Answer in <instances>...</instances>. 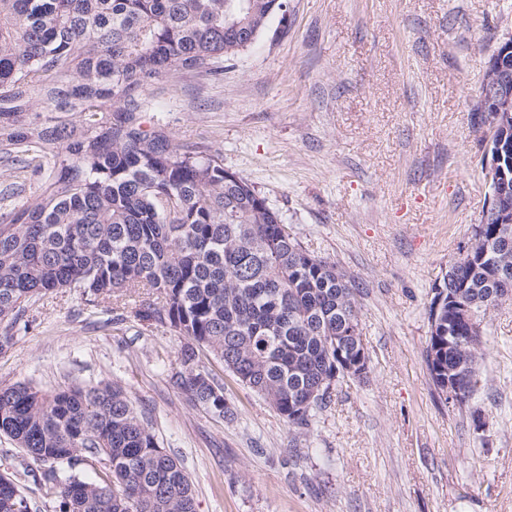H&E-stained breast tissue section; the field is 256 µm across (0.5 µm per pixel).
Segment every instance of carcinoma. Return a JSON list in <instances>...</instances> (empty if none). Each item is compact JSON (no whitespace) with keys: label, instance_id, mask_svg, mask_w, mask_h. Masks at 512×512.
I'll list each match as a JSON object with an SVG mask.
<instances>
[{"label":"carcinoma","instance_id":"1","mask_svg":"<svg viewBox=\"0 0 512 512\" xmlns=\"http://www.w3.org/2000/svg\"><path fill=\"white\" fill-rule=\"evenodd\" d=\"M270 4L0 0V155L41 177L39 194L0 223V353L40 300L147 288L155 298L133 317L187 339L186 370L171 381L188 401L233 415L224 387L195 367L202 348L297 434L328 408L343 361L363 350L353 275L310 254L220 156L146 130L139 116L150 81L217 72L263 31ZM473 116L512 145L511 120ZM507 300L512 223L490 211L428 305L425 363L446 403L462 408L475 394L483 322ZM348 330L341 360L336 338ZM0 434L47 464L0 474V512H29V477L55 512H196L183 467L118 387L0 388ZM61 465L85 473L63 477Z\"/></svg>","mask_w":512,"mask_h":512}]
</instances>
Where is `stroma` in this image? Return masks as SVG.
Returning a JSON list of instances; mask_svg holds the SVG:
<instances>
[{"mask_svg":"<svg viewBox=\"0 0 512 512\" xmlns=\"http://www.w3.org/2000/svg\"><path fill=\"white\" fill-rule=\"evenodd\" d=\"M284 3L220 74L151 81L140 117L220 154L311 254L355 276L366 378L344 380L299 435L203 350L195 365L234 412L214 415L171 385L185 340L133 318L139 290L35 303L0 353V387H121L185 469L196 512H512V303L486 319L468 408L439 400L425 364L431 289L481 218L471 113L512 0Z\"/></svg>","mask_w":512,"mask_h":512,"instance_id":"35a3bbf8","label":"stroma"}]
</instances>
